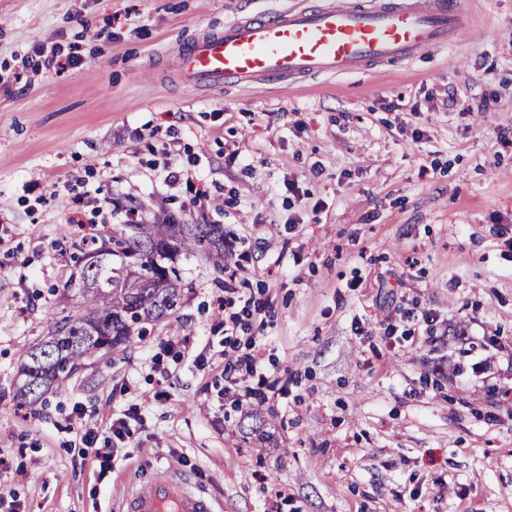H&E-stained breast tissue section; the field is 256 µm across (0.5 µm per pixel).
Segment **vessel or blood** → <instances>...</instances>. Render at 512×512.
Here are the masks:
<instances>
[{
  "mask_svg": "<svg viewBox=\"0 0 512 512\" xmlns=\"http://www.w3.org/2000/svg\"><path fill=\"white\" fill-rule=\"evenodd\" d=\"M459 0H322L272 18L241 17L195 38L179 56L193 88L312 79L392 65L469 36ZM125 512H213L167 475L143 480Z\"/></svg>",
  "mask_w": 512,
  "mask_h": 512,
  "instance_id": "vessel-or-blood-1",
  "label": "vessel or blood"
}]
</instances>
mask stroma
Wrapping results in <instances>:
<instances>
[{
	"instance_id": "obj_1",
	"label": "stroma",
	"mask_w": 512,
	"mask_h": 512,
	"mask_svg": "<svg viewBox=\"0 0 512 512\" xmlns=\"http://www.w3.org/2000/svg\"><path fill=\"white\" fill-rule=\"evenodd\" d=\"M310 2L0 0V488L21 512H124L162 474L214 512H512V0H467L476 37L364 74L180 83L201 32ZM131 200L223 225V268L178 256L151 336L19 404L25 352L84 310L83 222L111 236ZM229 288L269 304L231 344ZM254 344L287 395L225 392ZM85 416V412L82 408L78 409L76 411V416L74 418V424L76 426V429L78 431V434L80 435L81 442L85 445L84 455L87 457H90L92 459H95L99 462L100 467L102 468H109L112 458V453L109 451L108 448H97L96 447V435L89 430L83 429V419Z\"/></svg>"
}]
</instances>
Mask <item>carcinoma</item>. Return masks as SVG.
Instances as JSON below:
<instances>
[{
  "label": "carcinoma",
  "mask_w": 512,
  "mask_h": 512,
  "mask_svg": "<svg viewBox=\"0 0 512 512\" xmlns=\"http://www.w3.org/2000/svg\"><path fill=\"white\" fill-rule=\"evenodd\" d=\"M180 253H202L224 263V226L121 224L112 236L94 238L77 261L78 293L86 312L55 322L50 336L26 352L16 390L20 400H38L76 373L94 355H112L132 337L149 334L148 325L173 312L180 301L172 262Z\"/></svg>",
  "instance_id": "1"
}]
</instances>
